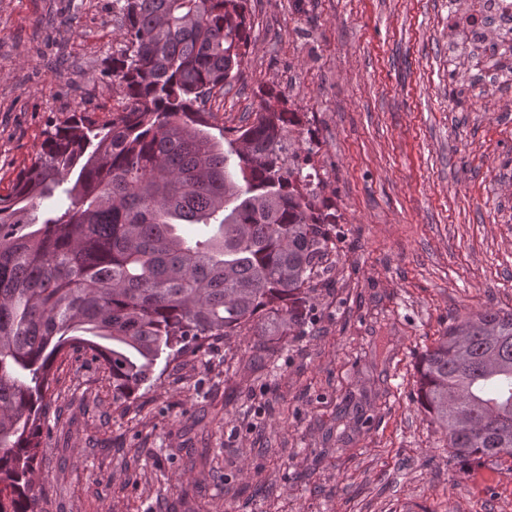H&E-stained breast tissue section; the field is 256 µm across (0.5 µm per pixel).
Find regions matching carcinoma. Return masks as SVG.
<instances>
[{"label":"carcinoma","instance_id":"carcinoma-1","mask_svg":"<svg viewBox=\"0 0 512 512\" xmlns=\"http://www.w3.org/2000/svg\"><path fill=\"white\" fill-rule=\"evenodd\" d=\"M125 49L112 121L48 133L0 195V512H37L32 476L53 366L88 350L134 399L189 343L254 347L311 325L329 225L312 175L285 164L295 112L255 113L224 151L202 102L235 78L248 0H115ZM180 224L217 226L187 238ZM421 408L453 456L512 457V311L454 321L420 356Z\"/></svg>","mask_w":512,"mask_h":512}]
</instances>
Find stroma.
<instances>
[{"instance_id":"1","label":"stroma","mask_w":512,"mask_h":512,"mask_svg":"<svg viewBox=\"0 0 512 512\" xmlns=\"http://www.w3.org/2000/svg\"><path fill=\"white\" fill-rule=\"evenodd\" d=\"M250 47L209 119L232 138L271 86L301 118L337 222L312 332L258 360L211 340L138 398L54 364L43 512H512V458L457 459L417 401L456 318L512 310V78L463 64L448 0H250ZM112 0H0V195L47 131L120 106Z\"/></svg>"}]
</instances>
